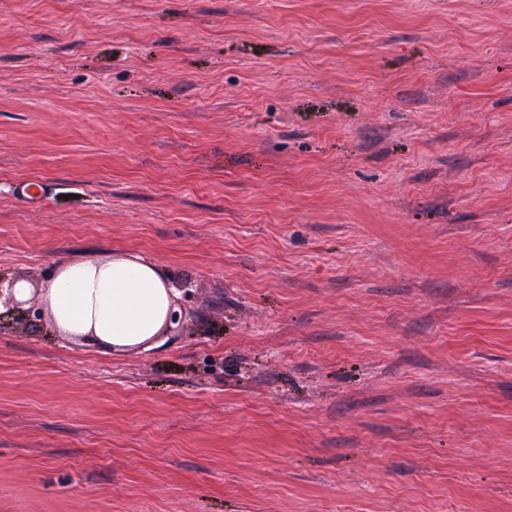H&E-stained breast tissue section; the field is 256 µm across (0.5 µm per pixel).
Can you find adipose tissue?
I'll return each mask as SVG.
<instances>
[{
  "instance_id": "1",
  "label": "adipose tissue",
  "mask_w": 512,
  "mask_h": 512,
  "mask_svg": "<svg viewBox=\"0 0 512 512\" xmlns=\"http://www.w3.org/2000/svg\"><path fill=\"white\" fill-rule=\"evenodd\" d=\"M38 293L59 334L115 351L153 340L175 327L180 315L167 276L128 252L63 261Z\"/></svg>"
}]
</instances>
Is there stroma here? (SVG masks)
<instances>
[{
    "instance_id": "1",
    "label": "stroma",
    "mask_w": 512,
    "mask_h": 512,
    "mask_svg": "<svg viewBox=\"0 0 512 512\" xmlns=\"http://www.w3.org/2000/svg\"><path fill=\"white\" fill-rule=\"evenodd\" d=\"M118 250L182 321L0 332V512H512V0H0V277Z\"/></svg>"
}]
</instances>
